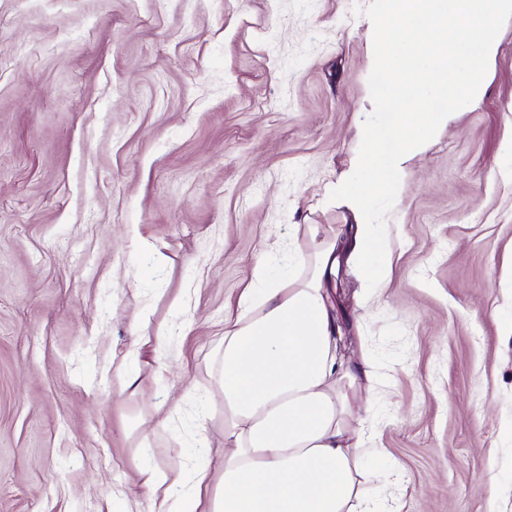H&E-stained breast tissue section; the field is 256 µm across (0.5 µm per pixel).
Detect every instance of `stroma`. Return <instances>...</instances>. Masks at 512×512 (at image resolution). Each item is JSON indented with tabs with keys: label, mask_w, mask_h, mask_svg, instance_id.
I'll use <instances>...</instances> for the list:
<instances>
[{
	"label": "stroma",
	"mask_w": 512,
	"mask_h": 512,
	"mask_svg": "<svg viewBox=\"0 0 512 512\" xmlns=\"http://www.w3.org/2000/svg\"><path fill=\"white\" fill-rule=\"evenodd\" d=\"M368 2L0 0V512H158L144 470L221 473L225 320L293 225L354 222L328 196L372 110ZM499 38L402 176L390 281L362 302L349 264L331 291L378 369L353 413L397 512H512V20ZM140 320L161 342L127 390Z\"/></svg>",
	"instance_id": "1"
}]
</instances>
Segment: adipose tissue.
<instances>
[{
  "label": "adipose tissue",
  "instance_id": "1",
  "mask_svg": "<svg viewBox=\"0 0 512 512\" xmlns=\"http://www.w3.org/2000/svg\"><path fill=\"white\" fill-rule=\"evenodd\" d=\"M305 244L289 252V272L274 277L270 253L242 289L238 313L216 347L224 400V469L153 472L165 512H378L359 477L367 454L352 423L348 391L374 381L371 362L339 353L327 284L336 240L306 225Z\"/></svg>",
  "mask_w": 512,
  "mask_h": 512
}]
</instances>
